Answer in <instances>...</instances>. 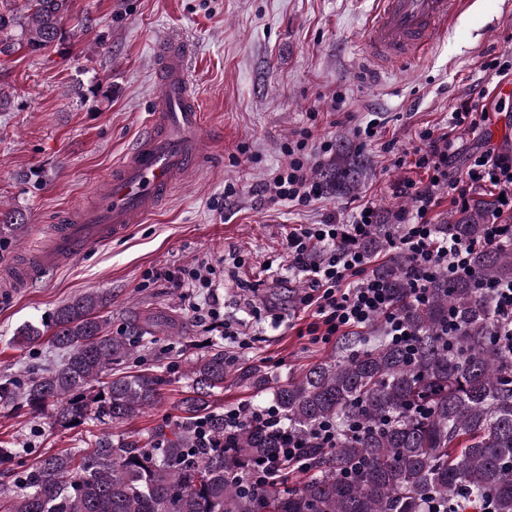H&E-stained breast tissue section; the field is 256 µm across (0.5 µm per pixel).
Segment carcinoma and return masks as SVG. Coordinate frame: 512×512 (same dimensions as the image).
Returning <instances> with one entry per match:
<instances>
[{"mask_svg":"<svg viewBox=\"0 0 512 512\" xmlns=\"http://www.w3.org/2000/svg\"><path fill=\"white\" fill-rule=\"evenodd\" d=\"M0 0V54L25 47L41 53L66 40L62 20L73 0ZM488 216L484 199L439 226L449 238L478 239ZM23 216L0 209V234L25 233ZM410 261L395 254L375 269L392 289L400 313L417 332L414 354L377 337L333 361L312 365L273 387L288 427L309 434L336 425L334 448L311 442L305 476L248 483L259 462L274 454L276 433L246 426L224 448V414L209 397L224 388V352L191 362L196 396L185 421L146 439L94 437L81 456L45 455L20 472L22 491L10 512H428L434 501L450 512H512V356L493 339V300L479 281L512 279V246L478 250L471 273L430 284L424 305L409 301ZM109 299L87 293L59 307L41 329L26 326L21 344L48 339L62 361L25 382L0 383V402L52 410V424L77 426L95 414L109 422L132 419L158 398L159 378L140 372L95 383L134 353L111 336ZM454 335H440L448 310ZM204 422L210 440L196 433ZM361 431L353 435L349 427Z\"/></svg>","mask_w":512,"mask_h":512,"instance_id":"cac0c4a2","label":"carcinoma"}]
</instances>
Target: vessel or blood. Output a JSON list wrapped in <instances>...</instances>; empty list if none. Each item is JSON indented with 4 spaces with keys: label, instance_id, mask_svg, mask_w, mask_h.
<instances>
[{
    "label": "vessel or blood",
    "instance_id": "1",
    "mask_svg": "<svg viewBox=\"0 0 512 512\" xmlns=\"http://www.w3.org/2000/svg\"><path fill=\"white\" fill-rule=\"evenodd\" d=\"M469 5V0H378L368 25L364 60L390 67L426 55L436 35ZM161 76L148 131L127 151L108 183L92 200L65 216L53 246L35 266L10 276L6 292L25 288L36 269L51 270L72 260L87 245L123 236L158 208L171 188L201 157L203 114L187 86L185 47L175 41L155 48Z\"/></svg>",
    "mask_w": 512,
    "mask_h": 512
}]
</instances>
